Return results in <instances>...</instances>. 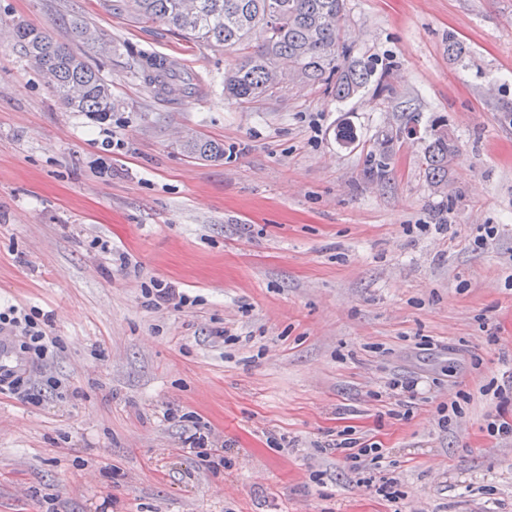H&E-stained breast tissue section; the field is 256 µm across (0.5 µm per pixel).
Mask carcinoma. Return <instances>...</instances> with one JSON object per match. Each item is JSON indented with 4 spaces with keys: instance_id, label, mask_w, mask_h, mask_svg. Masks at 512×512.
Returning a JSON list of instances; mask_svg holds the SVG:
<instances>
[{
    "instance_id": "obj_1",
    "label": "carcinoma",
    "mask_w": 512,
    "mask_h": 512,
    "mask_svg": "<svg viewBox=\"0 0 512 512\" xmlns=\"http://www.w3.org/2000/svg\"><path fill=\"white\" fill-rule=\"evenodd\" d=\"M127 7L139 19L163 23L206 48L234 52L236 63L224 70V93L240 102L272 97L295 82L321 85L345 101L375 75L373 61L351 56L339 42L345 0H128ZM13 41L29 62L51 71L55 95L66 107L99 116L112 111V92L99 68L41 30L19 26ZM139 75L164 93L191 91L187 83L175 86L173 69L152 58L143 59ZM180 147L197 159L224 157L223 145L193 135ZM455 152L448 131H437L424 160L440 187L448 185Z\"/></svg>"
}]
</instances>
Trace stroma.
<instances>
[{
	"label": "stroma",
	"instance_id": "obj_1",
	"mask_svg": "<svg viewBox=\"0 0 512 512\" xmlns=\"http://www.w3.org/2000/svg\"><path fill=\"white\" fill-rule=\"evenodd\" d=\"M122 3L0 0V306L59 341L27 369L38 402L0 394V512H512V440L486 429L512 422V0H347L341 42L377 81L245 105L224 97L232 53ZM19 25L100 68L106 118L59 101ZM149 54L194 94L139 78ZM442 128L444 188L424 165ZM187 134L223 158L189 157ZM154 279L189 305L145 306ZM342 433L380 445L404 499L364 486Z\"/></svg>",
	"mask_w": 512,
	"mask_h": 512
}]
</instances>
